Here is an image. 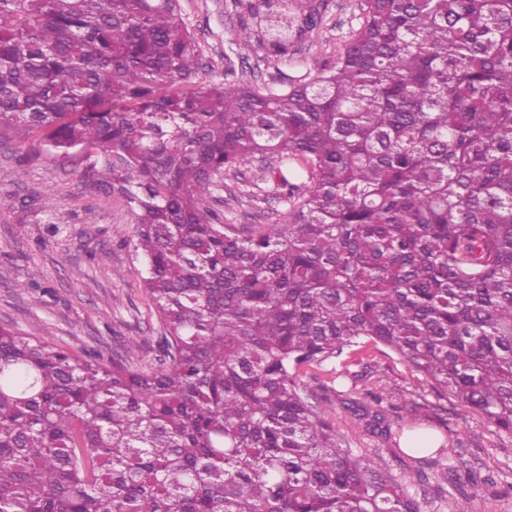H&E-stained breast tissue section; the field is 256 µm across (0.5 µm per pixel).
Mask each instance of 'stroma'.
I'll list each match as a JSON object with an SVG mask.
<instances>
[{
	"mask_svg": "<svg viewBox=\"0 0 512 512\" xmlns=\"http://www.w3.org/2000/svg\"><path fill=\"white\" fill-rule=\"evenodd\" d=\"M322 23L296 46L295 61L266 50L238 52L241 17L234 0H179L181 16L202 52L200 81L224 80V57L233 55L237 75L265 88L279 73L313 56L332 61L361 17V0H317ZM21 143L0 137V325L78 355L111 360L127 355L135 367L153 366L159 356L160 322L143 286V267L128 245L135 226L123 201L83 182L72 169L39 151L18 167ZM57 204L58 234L40 223L47 201ZM120 277H113V270ZM137 340L126 351L129 340ZM367 376L344 380L328 391L322 368H305L300 377L320 394L338 432L355 451L386 468L409 489L422 512H448L458 497L456 480L413 482L415 469L438 471L466 462L481 484L468 512H512V434L497 430L480 414L411 371L389 348L369 343L350 354ZM373 391L392 398V433L366 429L350 411ZM413 432L435 436L436 448L410 458L406 438Z\"/></svg>",
	"mask_w": 512,
	"mask_h": 512,
	"instance_id": "35a3bbf8",
	"label": "stroma"
}]
</instances>
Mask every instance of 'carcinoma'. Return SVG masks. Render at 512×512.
Instances as JSON below:
<instances>
[{"label":"carcinoma","mask_w":512,"mask_h":512,"mask_svg":"<svg viewBox=\"0 0 512 512\" xmlns=\"http://www.w3.org/2000/svg\"><path fill=\"white\" fill-rule=\"evenodd\" d=\"M238 6L241 51L321 23ZM200 66L178 0H0V130L124 199L164 352L0 327V512H420L299 372L381 343L512 432V0H364L307 81ZM229 174L278 222L227 223Z\"/></svg>","instance_id":"1"}]
</instances>
